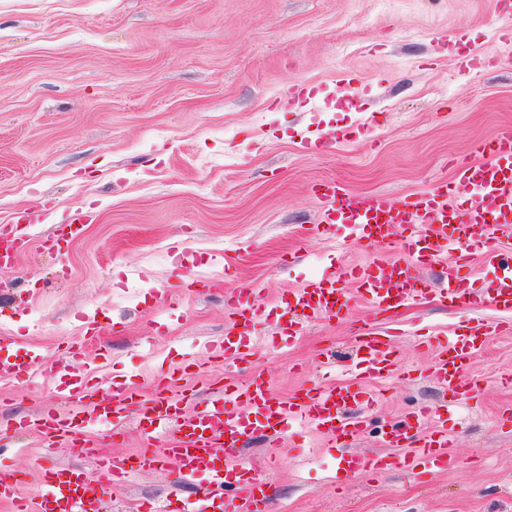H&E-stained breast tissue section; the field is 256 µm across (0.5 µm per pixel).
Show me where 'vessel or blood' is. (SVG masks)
Here are the masks:
<instances>
[{
	"label": "vessel or blood",
	"mask_w": 512,
	"mask_h": 512,
	"mask_svg": "<svg viewBox=\"0 0 512 512\" xmlns=\"http://www.w3.org/2000/svg\"><path fill=\"white\" fill-rule=\"evenodd\" d=\"M475 152V157L455 162L450 181L400 199L383 193L354 196L333 181L317 186L324 203L322 223L348 225L354 238L372 244L389 242L396 228H403V249L413 258V265L377 257L362 265L342 264L289 290L286 304L279 309L244 293L226 298L224 312L235 332L208 345L212 358L249 355L251 327L262 319L276 323L275 341L295 343L304 335L307 322L341 317L354 291L365 299L375 321L430 299L448 307L486 303L511 313L512 128L478 143ZM474 224L483 228L481 239H474L470 231ZM476 252L496 271L491 287L479 291L467 287L465 275ZM446 254L451 257L446 286H435L416 275V268L434 265ZM511 332L510 321L489 324L474 318L467 332L437 345L431 375L450 392L451 404L462 403L471 393L474 381L466 367L488 338ZM354 343L358 351L354 377L286 398L274 395L259 375L244 385L228 380L211 391L201 409L192 412L186 409V398L173 396L171 387L200 373L201 366L194 360L170 368L148 396L131 384L105 399L82 377H71L64 389L71 400L67 412L46 411L20 419L14 431L66 442L90 461V469L66 465L44 469L37 498L29 503L17 494L21 472L0 467V500L13 501L15 512H93L107 490L125 485L131 474L172 461L180 481L204 473L208 486L194 497L170 500L164 509L144 504V512H268L266 483L250 465L235 459L242 442L257 433L269 446H277L292 420L324 432L339 446L362 434L367 427L363 413L373 402L364 383L392 377L400 358L387 332H364ZM37 359L30 351L0 363V376L25 380L34 372ZM130 421L146 438L166 433L164 448L121 459L101 454L99 440L122 439ZM421 426L425 436L413 437L412 429ZM382 444V454L342 458L339 472L383 474L403 468L424 478L461 463L447 429L437 425L434 410L426 406L413 408L404 423L389 425L382 433Z\"/></svg>",
	"instance_id": "obj_1"
}]
</instances>
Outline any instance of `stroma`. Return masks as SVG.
<instances>
[{
  "label": "stroma",
  "instance_id": "stroma-1",
  "mask_svg": "<svg viewBox=\"0 0 512 512\" xmlns=\"http://www.w3.org/2000/svg\"><path fill=\"white\" fill-rule=\"evenodd\" d=\"M495 0H0V225L17 213L27 244L0 268V337L15 357L33 350L41 370L0 381V429L64 410L54 370L63 343L99 322L81 376L105 393L155 379L229 327L224 298L251 290L277 303L341 262L399 256L392 239L367 246L343 225L314 233V187L334 179L349 193L402 196L450 178L449 161L512 127V41ZM462 36L487 58L459 68ZM316 88L314 100L299 93ZM354 128L320 154L302 142ZM82 237L44 245L76 212ZM205 281L184 288L185 274ZM487 305L407 307L383 327L402 363L372 383V425L347 446L309 430L302 447L246 439L240 457L266 479L272 512H512V334L491 337L472 365L477 383L463 406L429 377L433 353ZM361 297L341 319L310 324L291 348L270 343L258 322L250 361L207 364L189 409L225 378L261 373L286 396L324 385L326 359L352 364L353 338L370 326ZM440 411L462 460L419 481L397 470L336 484L351 453H383L381 430L411 407ZM4 465L35 474L54 464L85 467L63 444L43 451L20 435ZM175 464L131 478L102 512H137L141 500L192 493Z\"/></svg>",
  "mask_w": 512,
  "mask_h": 512
}]
</instances>
